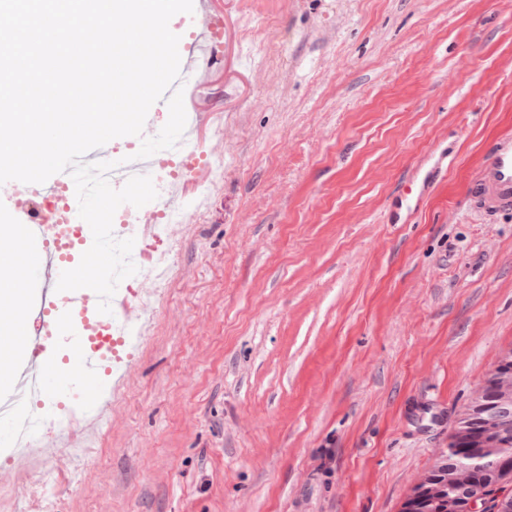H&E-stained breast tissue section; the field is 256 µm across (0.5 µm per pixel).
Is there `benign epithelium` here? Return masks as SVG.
I'll return each mask as SVG.
<instances>
[{
  "mask_svg": "<svg viewBox=\"0 0 512 512\" xmlns=\"http://www.w3.org/2000/svg\"><path fill=\"white\" fill-rule=\"evenodd\" d=\"M454 441L467 457L443 456L420 478L404 512H484L478 474L512 479V347L501 352L490 383L458 418Z\"/></svg>",
  "mask_w": 512,
  "mask_h": 512,
  "instance_id": "obj_1",
  "label": "benign epithelium"
}]
</instances>
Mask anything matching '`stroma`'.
<instances>
[{
    "label": "stroma",
    "instance_id": "stroma-1",
    "mask_svg": "<svg viewBox=\"0 0 512 512\" xmlns=\"http://www.w3.org/2000/svg\"><path fill=\"white\" fill-rule=\"evenodd\" d=\"M190 86L224 179L100 435L0 453V512H401L512 347V217L465 207L512 130V0H211ZM453 161L408 224L414 165Z\"/></svg>",
    "mask_w": 512,
    "mask_h": 512
}]
</instances>
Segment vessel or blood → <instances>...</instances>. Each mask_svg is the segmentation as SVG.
Here are the masks:
<instances>
[{
	"label": "vessel or blood",
	"instance_id": "1",
	"mask_svg": "<svg viewBox=\"0 0 512 512\" xmlns=\"http://www.w3.org/2000/svg\"><path fill=\"white\" fill-rule=\"evenodd\" d=\"M182 22L191 29V35L179 41L181 57L179 86H189L203 70L212 67L210 48L219 27L214 16L208 15L203 0H194L193 13L183 15ZM203 114H196L187 123L184 133L174 148L175 153L197 156V131L203 123ZM118 158L112 144H105L88 152L84 160L115 162L107 175L109 181L124 185L134 175L152 174L155 158L139 159L117 165ZM448 165V153L436 150L418 164L406 185L388 207L387 220L392 224L406 223L430 194L437 174ZM69 173L60 172L42 184H24L10 181L0 185V194L6 198L24 193L45 198L61 188L73 187ZM468 209L479 221L494 223L498 216L512 213V132L493 138L484 148L479 168L473 177L467 195ZM20 228L13 236V252L18 261H26L30 269L25 276L8 277L1 284L15 289L13 314L25 336V354L11 367L9 384L0 389V416L7 418L13 428L6 444L13 454H26L32 449L27 435L15 430L18 417L29 424L44 422L49 407L58 404L61 392L58 382L78 390L84 396L87 412L79 423L81 432L92 433L98 424L95 397L102 393L105 371L100 347L87 331L90 314L96 313L99 297L87 288L56 292L62 271L75 268L72 257L77 250L89 249L93 235L87 222H73L70 213H30L20 219Z\"/></svg>",
	"mask_w": 512,
	"mask_h": 512
}]
</instances>
